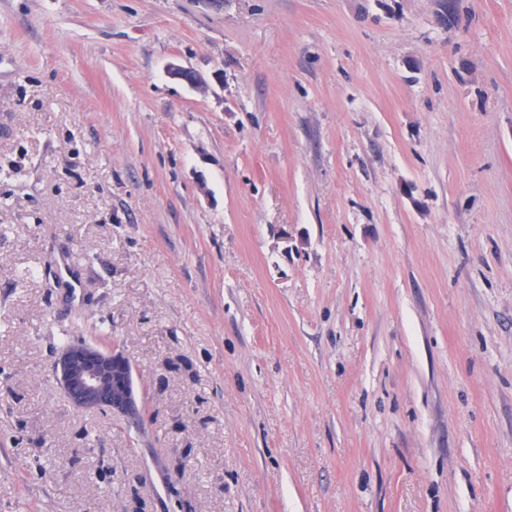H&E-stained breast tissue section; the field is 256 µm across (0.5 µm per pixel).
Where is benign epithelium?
Returning <instances> with one entry per match:
<instances>
[{
	"instance_id": "obj_1",
	"label": "benign epithelium",
	"mask_w": 512,
	"mask_h": 512,
	"mask_svg": "<svg viewBox=\"0 0 512 512\" xmlns=\"http://www.w3.org/2000/svg\"><path fill=\"white\" fill-rule=\"evenodd\" d=\"M169 74L191 86L204 85L189 67L172 63ZM129 368L130 363L120 350L78 340L60 350L52 365V376L72 408L105 412L132 422L140 415L137 394L117 381Z\"/></svg>"
}]
</instances>
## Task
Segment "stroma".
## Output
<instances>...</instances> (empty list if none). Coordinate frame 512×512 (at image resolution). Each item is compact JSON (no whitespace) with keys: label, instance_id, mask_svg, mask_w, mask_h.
Returning a JSON list of instances; mask_svg holds the SVG:
<instances>
[{"label":"stroma","instance_id":"35a3bbf8","mask_svg":"<svg viewBox=\"0 0 512 512\" xmlns=\"http://www.w3.org/2000/svg\"><path fill=\"white\" fill-rule=\"evenodd\" d=\"M462 6L0 0V512H512V0ZM131 364L117 348L78 340L63 347L52 365V376L66 402L79 411L105 412L135 421L140 415L133 375L124 379Z\"/></svg>","mask_w":512,"mask_h":512}]
</instances>
